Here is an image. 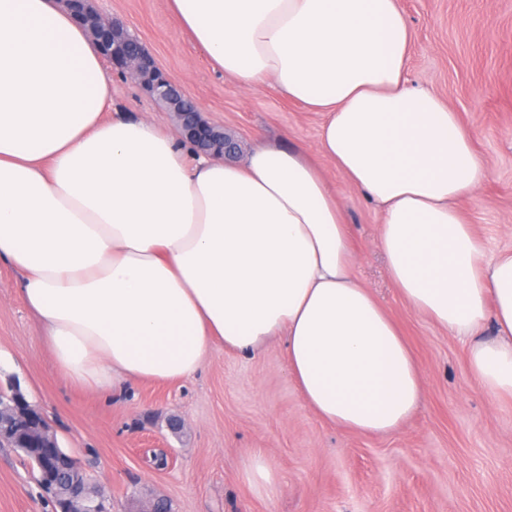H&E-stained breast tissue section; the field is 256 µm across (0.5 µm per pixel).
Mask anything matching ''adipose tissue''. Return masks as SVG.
Wrapping results in <instances>:
<instances>
[{
  "label": "adipose tissue",
  "mask_w": 512,
  "mask_h": 512,
  "mask_svg": "<svg viewBox=\"0 0 512 512\" xmlns=\"http://www.w3.org/2000/svg\"><path fill=\"white\" fill-rule=\"evenodd\" d=\"M169 5L213 69L320 113L318 146L188 159L176 136L113 110L103 57L62 0H0V262L63 376L101 392L178 382L216 346L251 354L282 336L322 420L399 428L419 370L355 273L327 160L378 207L407 305L468 339L472 380L511 398L512 249L486 257L459 207L489 170L457 113L410 85L399 0Z\"/></svg>",
  "instance_id": "1"
}]
</instances>
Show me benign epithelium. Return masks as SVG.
Instances as JSON below:
<instances>
[{
  "label": "benign epithelium",
  "instance_id": "obj_1",
  "mask_svg": "<svg viewBox=\"0 0 512 512\" xmlns=\"http://www.w3.org/2000/svg\"><path fill=\"white\" fill-rule=\"evenodd\" d=\"M80 23L88 28L103 57L112 69L138 81L147 94L164 111L173 115L177 128L197 151H206L222 159L236 150L237 142L224 128L202 117L196 100L176 84L149 53L143 43L131 35L124 23L101 16L94 0H64ZM30 425L27 400L14 391L11 402L0 404V438Z\"/></svg>",
  "mask_w": 512,
  "mask_h": 512
}]
</instances>
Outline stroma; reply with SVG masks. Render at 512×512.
I'll return each instance as SVG.
<instances>
[{"mask_svg":"<svg viewBox=\"0 0 512 512\" xmlns=\"http://www.w3.org/2000/svg\"><path fill=\"white\" fill-rule=\"evenodd\" d=\"M413 33L408 78L457 112L490 175L461 207L487 255L512 248V0H401ZM123 21L212 123L249 148L282 138L315 149L320 115L273 85L249 90L213 70L169 0H98ZM114 108L165 129L168 114L131 79L112 76ZM330 179L355 236L357 276L397 323L419 366L424 397L395 431L369 436L320 420L288 375L282 338L253 355L209 352L187 381L141 382L111 395L59 371L0 262V386L17 387L61 448L104 492L108 512H512V399L470 379L467 340L414 312L386 274L379 211L338 174ZM261 449L280 470L279 495L244 479ZM164 453L166 465L154 454ZM0 512H55L28 459L0 447Z\"/></svg>","mask_w":512,"mask_h":512,"instance_id":"1","label":"stroma"}]
</instances>
